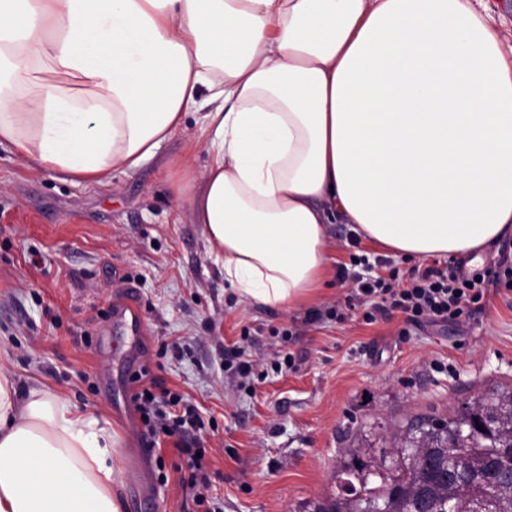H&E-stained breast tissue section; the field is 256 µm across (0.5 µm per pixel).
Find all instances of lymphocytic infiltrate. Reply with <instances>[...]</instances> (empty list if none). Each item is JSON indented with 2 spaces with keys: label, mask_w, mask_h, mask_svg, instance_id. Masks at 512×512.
<instances>
[{
  "label": "lymphocytic infiltrate",
  "mask_w": 512,
  "mask_h": 512,
  "mask_svg": "<svg viewBox=\"0 0 512 512\" xmlns=\"http://www.w3.org/2000/svg\"><path fill=\"white\" fill-rule=\"evenodd\" d=\"M371 262L381 267V274L367 277L358 274V266ZM350 265L355 269L354 296L360 304L366 305L363 319L368 324L393 310L403 313L407 322L417 325L455 319L465 307L480 303L487 294L484 275L466 274L451 263L435 261L426 266L417 265L403 275L391 270V261L387 258L371 261L355 254ZM134 400L148 436H171L185 424L197 421L193 409L177 414L181 399L169 390L156 393L145 386L135 393Z\"/></svg>",
  "instance_id": "1"
}]
</instances>
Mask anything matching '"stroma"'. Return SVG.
Wrapping results in <instances>:
<instances>
[{
	"instance_id": "1",
	"label": "stroma",
	"mask_w": 512,
	"mask_h": 512,
	"mask_svg": "<svg viewBox=\"0 0 512 512\" xmlns=\"http://www.w3.org/2000/svg\"><path fill=\"white\" fill-rule=\"evenodd\" d=\"M201 116L105 185L58 179L0 146V369L111 421L126 512H312L341 494L352 461L381 467L392 433L414 418L512 387V290L490 285L456 321L416 326L395 311L366 324L345 307L351 281L338 269L381 249L346 224L329 227L331 285L317 301L287 313L240 302L171 194L170 160H209ZM127 283L143 320L134 342L112 318ZM337 307L343 320L330 315ZM244 335L255 368L237 389L224 349ZM276 343L292 365L272 366ZM144 370L197 412L189 440L202 451L207 503L181 487L173 438L152 448L141 435L132 395Z\"/></svg>"
}]
</instances>
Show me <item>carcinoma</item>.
I'll return each instance as SVG.
<instances>
[{"instance_id":"1","label":"carcinoma","mask_w":512,"mask_h":512,"mask_svg":"<svg viewBox=\"0 0 512 512\" xmlns=\"http://www.w3.org/2000/svg\"><path fill=\"white\" fill-rule=\"evenodd\" d=\"M512 405V391L497 392L493 402L476 400L456 414L433 422L417 421L401 446L391 449V471L370 468L361 461L344 486L346 497L313 512H445L448 497L457 500L458 512H470L476 494L494 500L495 512H512V428L508 416L500 420L499 438L490 441L481 432L459 442L454 429L462 420L492 419L499 405ZM379 479L370 485L369 476Z\"/></svg>"}]
</instances>
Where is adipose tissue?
Returning a JSON list of instances; mask_svg holds the SVG:
<instances>
[{
	"label": "adipose tissue",
	"instance_id": "adipose-tissue-1",
	"mask_svg": "<svg viewBox=\"0 0 512 512\" xmlns=\"http://www.w3.org/2000/svg\"><path fill=\"white\" fill-rule=\"evenodd\" d=\"M173 164L240 302L291 311L328 227L397 257L512 233V32L470 0H0V145L75 181L132 173L201 95ZM109 422L0 370V512H125Z\"/></svg>",
	"mask_w": 512,
	"mask_h": 512
}]
</instances>
